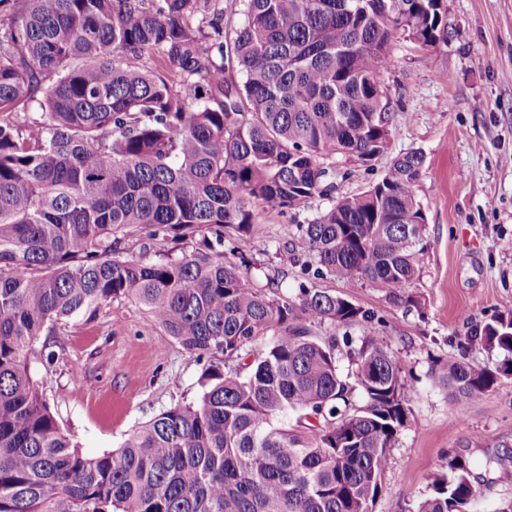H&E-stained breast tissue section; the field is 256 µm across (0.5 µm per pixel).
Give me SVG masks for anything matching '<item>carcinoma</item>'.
Wrapping results in <instances>:
<instances>
[{
	"label": "carcinoma",
	"instance_id": "carcinoma-1",
	"mask_svg": "<svg viewBox=\"0 0 512 512\" xmlns=\"http://www.w3.org/2000/svg\"><path fill=\"white\" fill-rule=\"evenodd\" d=\"M241 13L230 31L224 0H0V512H371L382 491L407 380L371 326L313 334L371 316L310 278L366 279L420 307L423 154L296 225L309 261L292 297L265 293L224 232L314 195L326 160L384 153L393 43H447L444 0H241ZM135 237L158 250L129 254ZM115 299L210 363L196 403L87 458L29 359L53 363L43 332ZM470 338L507 356L491 370L448 355L435 380L458 405L512 375V307ZM478 465L510 470L512 453L448 457L417 512H468Z\"/></svg>",
	"mask_w": 512,
	"mask_h": 512
}]
</instances>
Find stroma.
I'll return each mask as SVG.
<instances>
[{
  "label": "stroma",
  "instance_id": "stroma-1",
  "mask_svg": "<svg viewBox=\"0 0 512 512\" xmlns=\"http://www.w3.org/2000/svg\"><path fill=\"white\" fill-rule=\"evenodd\" d=\"M450 37L436 47L401 39L384 84L392 107L384 156L365 164L327 161V196L286 212L258 211L250 235L226 239L259 284L278 278L289 296L305 255L284 250L288 229L331 200L367 190L391 157L421 151L415 196L428 249L410 291L421 308L387 303L377 284L358 278L314 280L315 288L370 312L372 326L400 361L411 389L409 417L390 450L372 512H416L435 475L457 454L482 459L512 452V375L462 407L434 378L457 354L496 367L502 353L466 342L471 322L512 299V0H445ZM54 363L29 360L59 423L89 457L119 448L127 436L174 404L195 402L205 359L189 354L133 302L112 301L80 328H55ZM512 501V471L487 473L471 512H499Z\"/></svg>",
  "mask_w": 512,
  "mask_h": 512
}]
</instances>
